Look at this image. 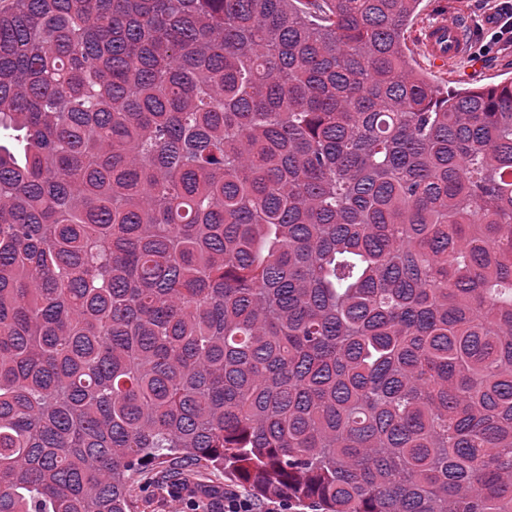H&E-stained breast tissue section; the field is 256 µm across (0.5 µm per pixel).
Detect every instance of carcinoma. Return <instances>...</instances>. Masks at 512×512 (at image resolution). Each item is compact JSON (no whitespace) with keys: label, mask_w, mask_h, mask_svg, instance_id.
Returning a JSON list of instances; mask_svg holds the SVG:
<instances>
[{"label":"carcinoma","mask_w":512,"mask_h":512,"mask_svg":"<svg viewBox=\"0 0 512 512\" xmlns=\"http://www.w3.org/2000/svg\"><path fill=\"white\" fill-rule=\"evenodd\" d=\"M419 4L0 7V512H512V81ZM440 2L444 3L446 13L438 15L428 22L432 15V8ZM499 2L494 7L492 17H498L494 26L487 31V43L480 51L489 53L491 46L500 42L512 44V0H495ZM482 0H422L418 11L419 16L411 32L408 45L414 51L417 65L431 77L435 83L444 85L448 81V89H463L468 87L497 85L512 79V45L502 44L489 54H479L478 48L482 38L479 24L483 25L484 32L487 24L484 19L492 11L484 7ZM448 17L465 24L470 37V54L454 69L441 71L435 69L430 61L437 66H446L465 54L467 39L462 27L448 20ZM483 20V21H482ZM426 26L423 28V26ZM422 31L420 47L416 32ZM425 54L428 58H426ZM241 486L228 478L222 472H214L204 475L201 482L195 488L196 500H203L209 506L202 510H215L224 512H285L288 505L281 500H268L265 511L258 510L256 500L248 493L242 492L233 486ZM227 487V488H226ZM243 486H241L242 488ZM211 504L213 506H211ZM220 506L217 507L216 505ZM224 504V509L222 508ZM168 484L157 477L149 483L138 498V512H180L186 510L181 497L171 496Z\"/></svg>","instance_id":"cac0c4a2"}]
</instances>
